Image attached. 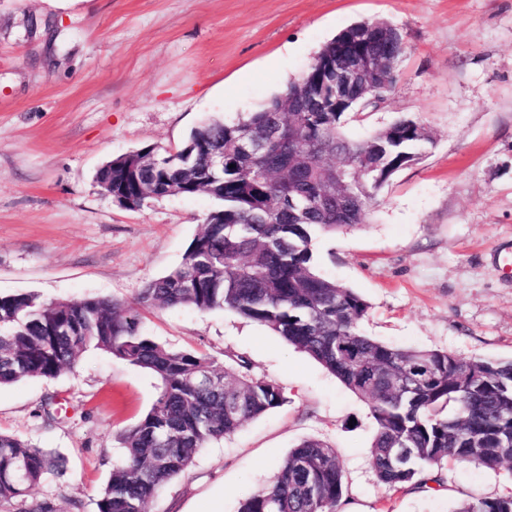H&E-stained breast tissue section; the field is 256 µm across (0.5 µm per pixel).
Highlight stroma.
<instances>
[{
  "mask_svg": "<svg viewBox=\"0 0 512 512\" xmlns=\"http://www.w3.org/2000/svg\"><path fill=\"white\" fill-rule=\"evenodd\" d=\"M382 20L406 51L378 108L348 114L362 139L398 119L433 137L377 193L367 223L318 236L316 270L369 306L388 344L512 360V0H0V295L107 296L142 330L217 363L242 357L286 400L200 449L147 512H238L289 451L318 439L340 456L339 512H456L512 495V462L444 460L438 483L388 488L371 456L365 400L306 353L229 310L141 305L179 266L217 203L209 195L115 204L95 183L108 160L178 149L212 117L233 123L300 78L342 30ZM147 370L87 348L73 369L0 386V433L60 460L25 500L97 512L124 431L159 393Z\"/></svg>",
  "mask_w": 512,
  "mask_h": 512,
  "instance_id": "1",
  "label": "stroma"
}]
</instances>
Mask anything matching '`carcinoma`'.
I'll list each match as a JSON object with an SVG mask.
<instances>
[{"mask_svg":"<svg viewBox=\"0 0 512 512\" xmlns=\"http://www.w3.org/2000/svg\"><path fill=\"white\" fill-rule=\"evenodd\" d=\"M297 82L237 122L210 120L192 129L170 164L130 151L96 173L100 190L123 207L149 195L206 193L220 207L205 219L184 262L149 281L139 302L151 307L230 310L308 354L364 399L376 424L372 458L380 483L418 488L436 482L445 458L495 468L512 462V361L464 360L440 350L394 347L359 330L369 305L314 268L312 242L323 233L366 222L382 187L369 165L398 171L431 142L414 121L398 119L368 138L342 132L341 112L280 111ZM248 134L270 144L246 153ZM224 150V173L206 174L209 153ZM332 162L347 170L338 195L302 212L293 202L318 197ZM89 346L151 371L160 392L123 434L124 457L112 469L97 512H145L147 503L210 441L285 401L277 383L249 374L236 357L224 366L197 351L169 349L140 330L138 314L108 297L44 302L34 294L0 295V385L54 378ZM424 368L415 392L397 388ZM55 466L45 449L0 434V504L25 496ZM344 467L336 450L308 439L279 464L275 480L239 512H338ZM458 512H512V496L478 498Z\"/></svg>","mask_w":512,"mask_h":512,"instance_id":"obj_1","label":"carcinoma"}]
</instances>
